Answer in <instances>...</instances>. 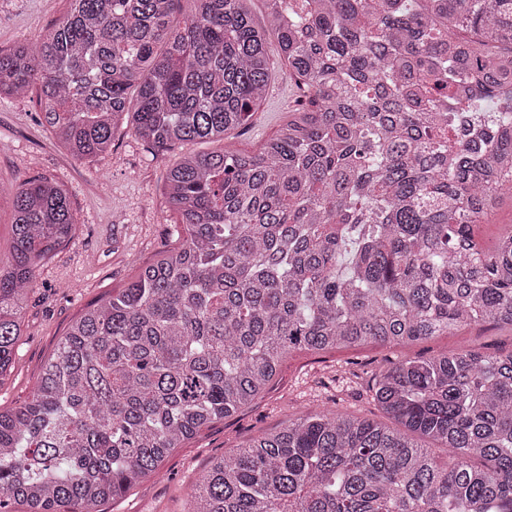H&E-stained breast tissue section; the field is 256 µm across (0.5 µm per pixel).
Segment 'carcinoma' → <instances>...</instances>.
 <instances>
[{"instance_id":"obj_1","label":"carcinoma","mask_w":512,"mask_h":512,"mask_svg":"<svg viewBox=\"0 0 512 512\" xmlns=\"http://www.w3.org/2000/svg\"><path fill=\"white\" fill-rule=\"evenodd\" d=\"M67 2L0 48V95L36 89L75 159L124 119L158 150L224 139L266 94L272 37L296 97L254 151L168 168L182 242L87 307L0 411V512H98L294 350L512 327V231L488 250L473 236L512 198V0H264L260 27L249 0ZM11 205L0 377L37 269L77 231L48 178ZM373 390L398 427L303 413L213 459L191 512H512V352L399 360Z\"/></svg>"}]
</instances>
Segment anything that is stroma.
Wrapping results in <instances>:
<instances>
[{
    "instance_id": "35a3bbf8",
    "label": "stroma",
    "mask_w": 512,
    "mask_h": 512,
    "mask_svg": "<svg viewBox=\"0 0 512 512\" xmlns=\"http://www.w3.org/2000/svg\"><path fill=\"white\" fill-rule=\"evenodd\" d=\"M65 10V0H0V48L36 39ZM272 63L266 96L247 123L224 140L195 144V151L249 150L282 127L294 86L287 63L278 57ZM36 99L32 92L0 99V188L8 191L38 176L58 182L69 195L77 234L39 269L28 294L12 368L0 377L4 410L30 396L44 360L87 306L117 293L140 267L178 244L177 216L165 203V177L182 148L150 149L132 125L122 124L106 153L75 159L39 124ZM459 349L512 352V329L471 325L404 346L293 351L261 397L203 428L163 460L157 476L106 502L101 512H187L196 479L215 457L310 411L338 409L386 421L372 385L391 362Z\"/></svg>"
}]
</instances>
